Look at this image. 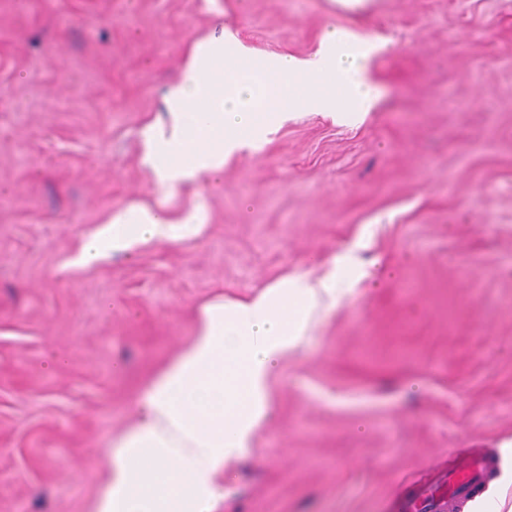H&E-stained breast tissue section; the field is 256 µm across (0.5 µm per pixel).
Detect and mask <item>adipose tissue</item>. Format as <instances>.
I'll return each instance as SVG.
<instances>
[{
	"instance_id": "ef3b65f1",
	"label": "adipose tissue",
	"mask_w": 512,
	"mask_h": 512,
	"mask_svg": "<svg viewBox=\"0 0 512 512\" xmlns=\"http://www.w3.org/2000/svg\"><path fill=\"white\" fill-rule=\"evenodd\" d=\"M380 44L343 28L326 32L314 58L257 59L233 37L197 42L167 97L170 131H153L147 156L157 182L175 188L215 175L224 159L260 141L291 112H366L380 92L368 65ZM132 207L112 217L80 252L84 263L142 239L175 242L201 223ZM351 259L310 284L283 278L247 302L209 304L192 342L148 386L145 415L110 453L107 486L95 512H210L214 476L244 454L268 414V381L279 359L307 336L312 313L336 301V284L361 276ZM466 512H503L512 486V448Z\"/></svg>"
}]
</instances>
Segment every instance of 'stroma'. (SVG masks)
Here are the masks:
<instances>
[{"label": "stroma", "mask_w": 512, "mask_h": 512, "mask_svg": "<svg viewBox=\"0 0 512 512\" xmlns=\"http://www.w3.org/2000/svg\"><path fill=\"white\" fill-rule=\"evenodd\" d=\"M382 38L381 98L293 114L217 176L161 189L149 126L191 46L312 57ZM205 222L80 266L133 206ZM339 285L269 379L212 512H402L512 441V0H0V512H95L113 445L201 308L335 259Z\"/></svg>", "instance_id": "stroma-1"}]
</instances>
